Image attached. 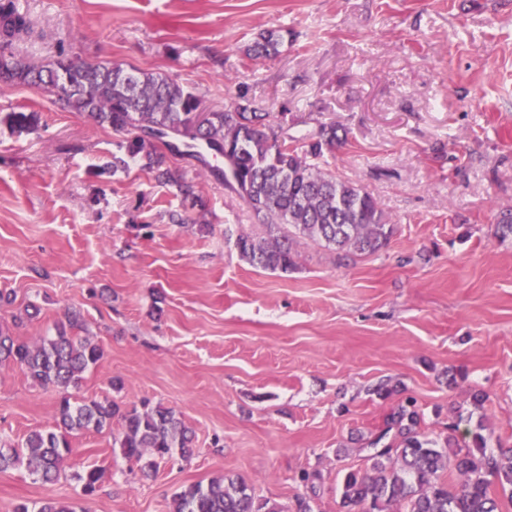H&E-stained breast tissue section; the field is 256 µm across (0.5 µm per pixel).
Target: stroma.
I'll return each mask as SVG.
<instances>
[{"label": "stroma", "instance_id": "35a3bbf8", "mask_svg": "<svg viewBox=\"0 0 512 512\" xmlns=\"http://www.w3.org/2000/svg\"><path fill=\"white\" fill-rule=\"evenodd\" d=\"M35 34L16 52L169 73L207 107L245 94L290 134L335 126L328 169L378 199L388 246L338 261L308 242L297 267L241 260L260 220L211 179L174 224L176 187L133 161L105 170L121 134L45 89L0 95V326L27 342L79 311L104 350L72 404L178 411L190 459L142 477L111 430L73 437L54 484L0 472V512L46 497L76 512H171L186 486L245 477L257 503L344 512L340 483L370 466L387 416L414 400L420 431L484 427L512 446V0H17ZM283 29L277 55L245 47ZM40 313L24 316L28 305ZM58 391L0 364V443L53 423ZM104 477L85 494L82 475ZM314 475L313 486L299 480Z\"/></svg>", "mask_w": 512, "mask_h": 512}]
</instances>
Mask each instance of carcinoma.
Instances as JSON below:
<instances>
[{
  "label": "carcinoma",
  "mask_w": 512,
  "mask_h": 512,
  "mask_svg": "<svg viewBox=\"0 0 512 512\" xmlns=\"http://www.w3.org/2000/svg\"><path fill=\"white\" fill-rule=\"evenodd\" d=\"M30 32V22L15 11L12 0H0V90L17 85L47 86L62 108L80 112L123 135L124 156L112 157L106 167L116 173L127 159L161 185L176 187L183 211L172 212L174 224L188 223L185 211L203 208L193 181L172 169L169 156L196 160L224 187L235 193L258 217L264 232L241 233L235 241L241 259L270 272L295 268L297 247L310 241L339 258L374 254L384 248L394 231L380 203L355 182L322 167L324 150L339 143L336 127L321 124L310 137L299 140L283 131L275 116L259 112L245 97L197 120L198 95L177 78L124 63H70L60 56L46 65H34L15 53V40ZM279 30H267L246 48L252 61L278 52ZM34 111L8 112L0 122L26 130L38 124ZM223 159L213 167L208 157ZM82 327L75 313L56 325L55 335L29 343L0 327V363L17 366L32 381L61 394L53 424L31 431L21 445L0 448V471L16 465L44 483L58 480L63 460L72 452L71 438L81 432L112 426L121 431L113 442L144 476L158 463L194 454L195 434L180 415L162 405L122 411L114 402L91 400L70 403L69 389L103 358L102 347L75 330ZM420 415L400 406L386 418V428L370 442L371 472H347L342 481V507H366L369 512H499L491 488L512 495V448H488V437L478 431L470 440L450 435L444 447L420 431ZM395 431L393 441L383 440ZM452 468L460 482L448 483L444 469ZM282 512L276 505H257L247 480L225 476L207 485L194 484L173 500V512ZM12 512H75L74 506L48 498L35 511L25 503Z\"/></svg>",
  "instance_id": "1"
}]
</instances>
